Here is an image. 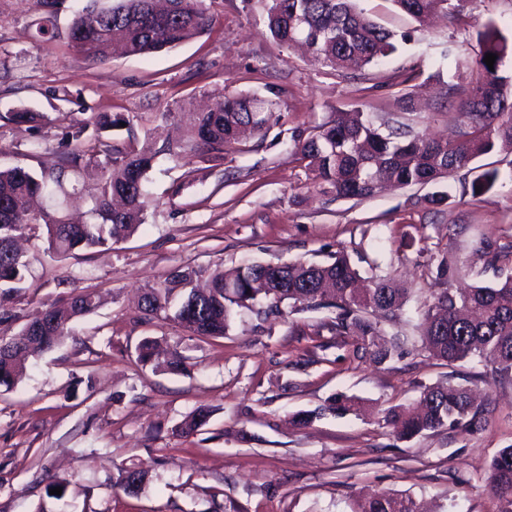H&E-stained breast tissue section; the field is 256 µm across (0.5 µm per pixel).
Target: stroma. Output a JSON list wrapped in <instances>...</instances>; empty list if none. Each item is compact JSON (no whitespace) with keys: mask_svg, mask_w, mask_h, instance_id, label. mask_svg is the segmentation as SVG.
Returning <instances> with one entry per match:
<instances>
[{"mask_svg":"<svg viewBox=\"0 0 512 512\" xmlns=\"http://www.w3.org/2000/svg\"><path fill=\"white\" fill-rule=\"evenodd\" d=\"M83 4L63 0L58 36L45 44L36 39L41 0H0L1 168L54 163L70 127L95 112L137 116L138 134L160 146L184 134L182 114L218 95L257 93L285 108L279 125L244 138L221 161L202 152L159 156L144 184V223L111 250L62 261L41 230L24 240L27 279L6 302L13 319L0 324V336L16 335L31 313L76 290L93 292L98 306L71 336L29 359L12 391L0 392V512H349L353 499L390 490L425 501L429 512H499L487 475L492 458L512 446V374L476 359H436L421 331L438 258L470 267L449 280L451 290L512 274V258L495 269L480 257L482 244H512V151L481 157L500 172L491 191L464 192L472 177L462 169L451 198L430 205L432 184L362 200L319 194L293 139L357 104L378 117L395 114L420 136L452 137L464 115L444 87L469 79L481 24L492 19L512 32V0H470L462 19L424 24L389 0H358L400 39L382 63L355 73L274 42L263 0H213V23L199 36L88 66L71 59L67 39ZM450 47L461 67L449 66ZM18 106L41 121L9 122ZM339 251L362 277L377 261L407 290L394 330L410 342L386 363L336 334L332 308L286 303L279 317L260 303L239 308L221 338L139 320L141 291L177 268L203 280L244 261L326 262ZM146 338L157 364L137 359ZM176 355L184 372L165 366ZM437 383L472 390L479 424L396 439L378 410L414 405ZM338 393L359 398L365 413L294 422ZM199 408L209 413L206 425L181 434ZM129 466L149 472L135 496L114 486ZM58 477L68 480L60 499L49 493Z\"/></svg>","mask_w":512,"mask_h":512,"instance_id":"1","label":"stroma"}]
</instances>
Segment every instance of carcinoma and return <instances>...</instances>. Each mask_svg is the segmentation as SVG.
<instances>
[{"label":"carcinoma","instance_id":"cac0c4a2","mask_svg":"<svg viewBox=\"0 0 512 512\" xmlns=\"http://www.w3.org/2000/svg\"><path fill=\"white\" fill-rule=\"evenodd\" d=\"M89 0L72 21L68 43L72 53L89 66L112 59L119 44L129 55H149L174 48L203 33L212 23L206 0H167L156 9L155 0H110L97 7ZM402 12L422 24L436 11L460 15L468 0H390ZM62 0H43L47 17L37 28L45 43L55 39L51 15ZM266 25L278 43L290 37L306 42L315 63L333 69L351 65H376L396 49L395 34L382 27L355 0H266ZM479 45L477 76L465 84L448 87L450 97L465 98L464 125L456 140H437L411 135L376 121L361 108L336 111L317 132L297 141L296 149L314 173V184L324 195L365 199L375 193L374 184L399 186L439 184L472 161L499 148L512 149V39L493 21L477 31ZM497 55L494 70L484 62L486 54ZM276 104L257 95L219 96L207 112L191 115L187 135L162 147L134 133V117L97 112L87 121L75 122L68 147L59 160L37 171L22 167L0 168V323L12 318L4 307L6 297L24 282L29 262L15 247L17 238L34 224L46 228L47 250L60 258L78 251L112 248L130 237L144 221V180L160 155L178 156L203 151L215 158L233 148L239 131L249 127L265 133L277 124ZM125 123L126 147L104 145L101 154L83 149L88 130L99 137ZM93 165L100 170L97 182L87 190L92 222L72 224L61 214L69 190V174H79ZM500 180L497 169H486L471 180V192L481 193ZM464 264L451 266L441 258L435 279L466 274ZM274 279L267 262H246L230 270L216 269L207 288L192 287L197 272H173L147 288L139 302L141 319L173 321L196 336L222 337L230 327L233 308H249L259 301L271 315L282 314L288 301L309 307H334L336 333L356 337L359 349L375 363L391 359L397 346L382 338L381 318L392 319L405 303L403 289L389 275H373V287L362 293L356 287L359 273L341 251L325 264L289 262L278 268ZM96 309L93 294L74 293L64 306L36 311L19 331L20 338L0 337V387L13 388L26 373V359L51 350L73 324ZM422 344L429 353L448 363L471 356L512 373V275L499 286H475L466 294L436 288L425 311ZM361 410L360 401L334 397L317 411L295 417L306 426L330 413L336 416ZM399 440H409L428 431L449 427H472L474 411L468 389L436 384L422 389L417 410L394 406L381 410ZM207 411L197 409L182 421L180 431L193 434L206 423ZM148 473L125 468L117 486L137 494ZM489 481L501 497V512H512V447L498 452L491 461ZM350 512H423L418 500L408 494L383 492L349 505Z\"/></svg>","mask_w":512,"mask_h":512}]
</instances>
